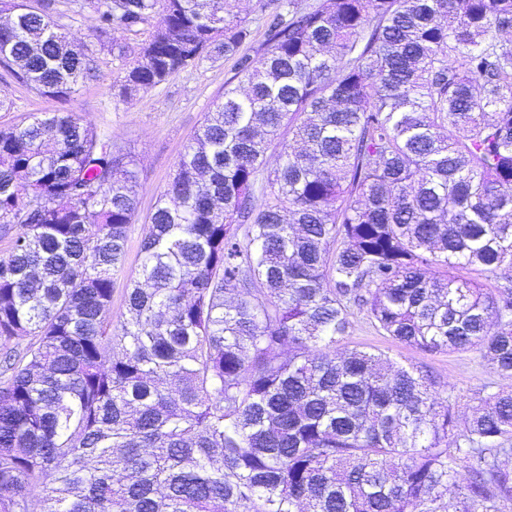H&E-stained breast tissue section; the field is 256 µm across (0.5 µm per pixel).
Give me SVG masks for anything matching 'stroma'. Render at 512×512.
<instances>
[{"instance_id":"35a3bbf8","label":"stroma","mask_w":512,"mask_h":512,"mask_svg":"<svg viewBox=\"0 0 512 512\" xmlns=\"http://www.w3.org/2000/svg\"><path fill=\"white\" fill-rule=\"evenodd\" d=\"M58 24L62 25L75 43L92 48L94 74L66 104L76 118L92 123L107 132L113 141L136 154L140 161L136 192L140 219L133 224L127 246L126 271L114 279L112 312L124 310L128 271L137 268L140 248L148 230L147 218L158 194L166 187L176 162L205 112L224 93L225 86L235 75L231 58L205 61L191 66L148 92L132 98L118 94V79L124 64L135 62L139 49L155 30L154 25L142 26L138 32L116 31L114 43L126 50L124 60L98 50L95 39L96 13L86 7L72 12L69 0H61ZM0 89L14 103L8 112H0V127L24 120L32 112H52L58 109L56 100L41 97L0 69ZM343 347L382 349L397 360L413 364L436 382L442 397L447 398L457 422L470 415L480 395L499 390L512 391V378L493 372L480 354L471 352L429 353L378 335L368 318L361 313L351 316Z\"/></svg>"}]
</instances>
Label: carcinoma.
<instances>
[{
	"label": "carcinoma",
	"instance_id": "cac0c4a2",
	"mask_svg": "<svg viewBox=\"0 0 512 512\" xmlns=\"http://www.w3.org/2000/svg\"><path fill=\"white\" fill-rule=\"evenodd\" d=\"M160 23L120 93L236 59L157 198L112 325L139 161L62 109L0 129V512H501L512 392L457 430L349 318L512 377V0H98ZM0 67L66 103L92 74L56 0L10 3ZM280 163L265 168L271 146ZM29 339L25 346L20 341ZM463 458L476 462L457 482ZM263 1V2H260ZM266 0H238L239 13L245 17L251 30V37L247 43L242 46V52L258 57L266 39L265 34V12L262 5Z\"/></svg>",
	"mask_w": 512,
	"mask_h": 512
}]
</instances>
